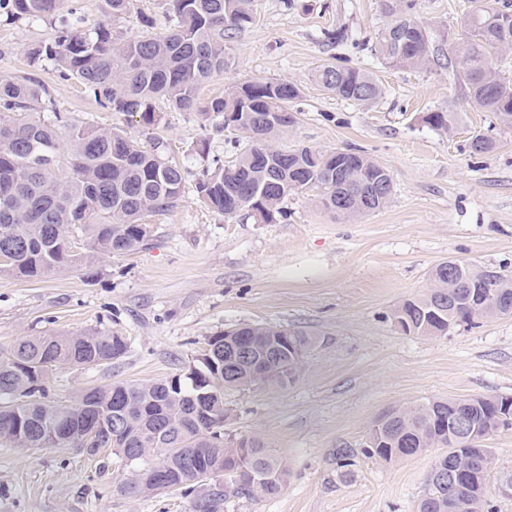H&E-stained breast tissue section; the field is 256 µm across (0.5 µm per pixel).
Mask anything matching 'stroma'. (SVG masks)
Wrapping results in <instances>:
<instances>
[{
	"label": "stroma",
	"instance_id": "1",
	"mask_svg": "<svg viewBox=\"0 0 512 512\" xmlns=\"http://www.w3.org/2000/svg\"><path fill=\"white\" fill-rule=\"evenodd\" d=\"M477 0H416V16L451 32ZM254 23L231 43L229 65L202 98L253 78L286 79L302 89L297 122L280 144L362 151L391 174L388 205L357 219L324 209L313 193L289 196L272 224L247 213L218 214L187 182L176 208L149 216L147 248L104 259L87 278L66 271L40 280L0 276V352L23 336L87 330L126 336L112 365L54 371L51 391L114 382H149L179 373L210 337L243 325L302 332L310 345L298 378L286 386L253 384L224 393V436L263 438L288 470L271 498L229 497L220 512H417L439 449L387 462L364 454L367 434L385 410L432 398L512 397V316L480 320L444 336L402 332L392 314L423 295L433 268L455 259L512 271V128L463 95L453 66L393 69L373 55L386 22L381 0H256ZM166 26L165 0H135L112 25L124 36ZM341 30L336 44L324 39ZM43 21L0 11V79L25 75L28 45L48 39ZM373 73L383 97L359 106L313 77L324 64ZM56 105L100 127L119 126L142 146L195 163L191 150L231 163L224 133L195 115L159 104L162 122L98 107L80 85L50 79ZM454 106L452 132L424 121ZM481 133L497 148L471 154ZM350 453L340 466L339 450ZM131 467L104 452L16 448L0 443V512H195L194 497L168 489L122 495Z\"/></svg>",
	"mask_w": 512,
	"mask_h": 512
}]
</instances>
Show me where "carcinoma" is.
Segmentation results:
<instances>
[{"mask_svg": "<svg viewBox=\"0 0 512 512\" xmlns=\"http://www.w3.org/2000/svg\"><path fill=\"white\" fill-rule=\"evenodd\" d=\"M105 15L127 13L133 0H102ZM255 0H167L168 27L125 38L98 22L79 30L69 0H0L14 18L49 22L51 36L29 46L34 72L0 80V276L42 279L64 270L91 268L105 256L122 255L148 245L151 227L145 219L175 208L188 178L200 201L212 211L233 218L245 211L260 224L284 215L283 204L298 193L314 192L323 207L334 212L339 194L355 201L342 216L359 218L384 208L392 196L366 201L380 180L391 174L360 152H324L307 146L282 148L275 140L285 128L275 113L291 111L301 87L288 80L254 79L224 89V95L203 99L200 90L227 65V44L253 23ZM388 21L378 32L374 54L396 68H418L451 54L457 79L467 96L512 128V79L495 67L500 51L512 49V3L483 5L468 15L469 26L450 39L434 36L433 28L415 16V0H382ZM61 80H74L101 108L139 115L147 129L160 124L156 100L163 98L180 112L196 114L201 126L245 135L246 144L230 165L210 156L207 140L194 154L196 169L164 159L155 145H140L117 126L99 127L57 111L49 85L36 75L42 64ZM317 81L338 99L368 105L384 88L370 72L346 66L322 65ZM50 112L52 118L33 116ZM453 109L433 111L424 122L449 130ZM84 248L73 251L75 241ZM471 280L484 288H511L512 273L468 269ZM434 287L420 297L399 303L393 317H402L409 332L445 336L457 326L476 325L477 306L460 300L451 314L433 313L432 296L448 292V279L432 271ZM128 351V340L117 333L23 336L0 355V442L18 448H81L90 456L108 449L124 459L131 450L132 477L120 486L127 496L160 489L150 473L166 466L174 487L189 494L197 485L224 472L238 451L224 443V390L249 385L233 373L220 377L200 360L181 370L179 388L168 381L114 382L81 391L68 403L51 396L49 374L63 366L111 364ZM283 344L270 359L280 372L267 380L284 386L299 372ZM448 401L430 399L407 409L390 410L382 433L389 448L364 453L385 461L417 456L430 448H446L447 428L440 410ZM465 412L489 434L509 425L493 416L478 398ZM122 431L113 436L112 424ZM246 456L239 458L237 481L216 488L195 504L197 512H217L227 494L248 497L277 495L287 471L255 436L244 438ZM207 456L210 470L192 469L197 450ZM470 460L469 485L456 490L448 503V485L429 480L417 512H493L486 496L475 492L485 481L493 457L470 450L452 456Z\"/></svg>", "mask_w": 512, "mask_h": 512, "instance_id": "1", "label": "carcinoma"}]
</instances>
